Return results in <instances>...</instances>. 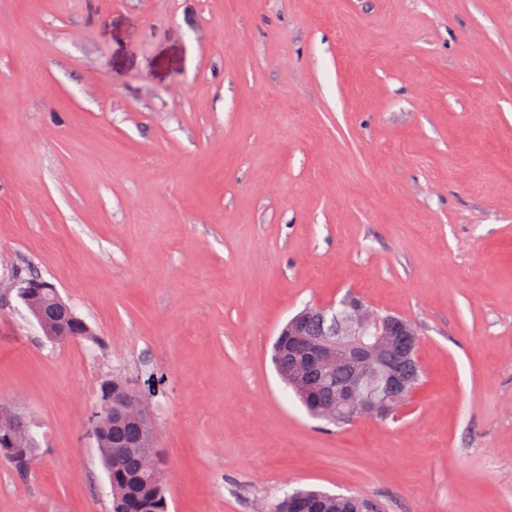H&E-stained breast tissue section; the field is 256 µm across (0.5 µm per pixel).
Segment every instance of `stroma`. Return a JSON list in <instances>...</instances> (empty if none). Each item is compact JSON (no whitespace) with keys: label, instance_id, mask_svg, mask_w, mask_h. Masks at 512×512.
<instances>
[{"label":"stroma","instance_id":"1","mask_svg":"<svg viewBox=\"0 0 512 512\" xmlns=\"http://www.w3.org/2000/svg\"><path fill=\"white\" fill-rule=\"evenodd\" d=\"M18 269L98 343H50ZM348 292L419 336L396 419L312 418L273 368ZM115 374L170 512H512V0H0V404L39 459L0 512H110ZM290 494H301V495H307L309 497H312L316 500H319L321 502H324L327 506L328 511L325 512H371V504L365 500V498L360 496H344V495H337L331 494L322 490L317 489H294V491ZM336 496V498H335ZM342 498V500L345 502V505L350 510L345 511H338L333 506L336 505V499ZM362 508V509H358ZM366 509V510H363ZM320 502L310 503L300 496L293 495L288 497V491L281 497L267 505V512H309V510H320ZM289 510V511H288Z\"/></svg>","mask_w":512,"mask_h":512}]
</instances>
